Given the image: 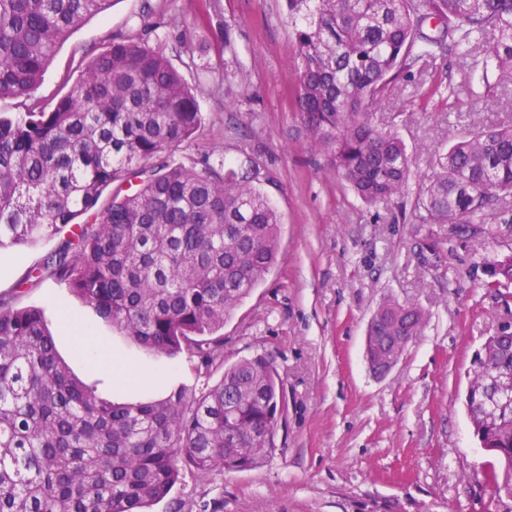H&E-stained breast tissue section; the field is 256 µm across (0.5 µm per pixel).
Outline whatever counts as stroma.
Returning a JSON list of instances; mask_svg holds the SVG:
<instances>
[{"label":"stroma","instance_id":"35a3bbf8","mask_svg":"<svg viewBox=\"0 0 512 512\" xmlns=\"http://www.w3.org/2000/svg\"><path fill=\"white\" fill-rule=\"evenodd\" d=\"M284 12V0H110L56 51L33 94L56 102L113 37L147 36L202 86V123L172 156L259 166L260 187L282 216L276 265L220 331L225 362L275 358L287 400L276 449L248 471L208 481L184 474L150 512L201 499L220 512H512V496L486 478L505 468L481 447L464 406L475 353L512 327V287L487 293L480 263L512 252V197L497 208L495 239L452 233L434 253L421 246L430 227L409 199L363 207L289 108L298 70ZM436 80L441 102L420 106L418 83L401 80L374 110L377 122L396 119L420 180L432 173L427 147L468 128L512 125V83L486 87L480 57L438 59ZM54 246L1 251L0 294ZM389 297L416 304L426 319L378 378L364 357L365 329ZM18 303L43 309L58 353L108 400L158 397L173 383L198 393L222 376L185 355L146 354L55 280ZM78 347L85 359H73ZM116 360L128 367L125 382L109 378Z\"/></svg>","mask_w":512,"mask_h":512}]
</instances>
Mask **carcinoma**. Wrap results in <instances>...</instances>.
Returning a JSON list of instances; mask_svg holds the SVG:
<instances>
[{"mask_svg": "<svg viewBox=\"0 0 512 512\" xmlns=\"http://www.w3.org/2000/svg\"><path fill=\"white\" fill-rule=\"evenodd\" d=\"M109 0H0V100L28 99L57 49ZM299 76L288 100L311 146L365 206L412 197L423 224L495 238L490 216L512 196V127L464 132L431 150L430 179L409 189L408 147L381 105L400 74L439 56H482L512 82V0H285ZM199 87L138 36L85 63L51 106L0 113V249L59 238L22 284L65 283L144 350L224 367L200 396L117 402L76 377L37 307L0 295V512H147L185 471L200 480L255 468L275 448L285 384L271 357L224 365V320L269 274L282 218L259 171L209 159H151L201 124ZM112 199L99 204L105 187ZM489 292L512 286V254L483 257ZM416 306L389 299L367 324L394 354L416 336ZM512 367V339L473 363ZM510 472L512 409L474 418Z\"/></svg>", "mask_w": 512, "mask_h": 512, "instance_id": "1", "label": "carcinoma"}]
</instances>
